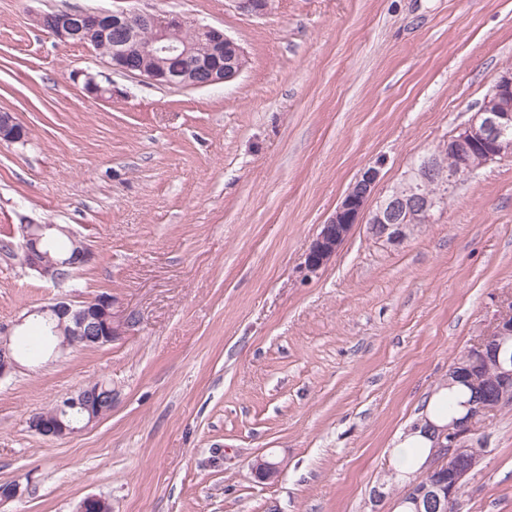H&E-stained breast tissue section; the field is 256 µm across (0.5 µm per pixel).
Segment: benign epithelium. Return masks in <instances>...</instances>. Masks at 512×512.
<instances>
[{"mask_svg": "<svg viewBox=\"0 0 512 512\" xmlns=\"http://www.w3.org/2000/svg\"><path fill=\"white\" fill-rule=\"evenodd\" d=\"M237 7L251 15L269 10L267 0H235ZM198 29L205 34V44L197 47L185 38V32ZM60 42L87 46L97 41L111 45L108 61L115 74L134 76L151 84L171 87L203 88L235 80L246 65V55L240 44L224 31L197 26L186 18L171 13L148 10L118 9L112 12H91L67 9L58 15L51 29ZM84 90L92 97L110 98L114 86L103 87L94 78L85 82ZM27 127L11 113H0V142L15 144L24 139ZM512 157V70L502 71L470 119L448 136L429 154L415 163L403 182L392 187L374 208L380 181L377 166L364 168L338 203L336 210L322 225L310 243L304 270L314 273L329 264L352 234L356 225L368 224L369 233L392 245L401 244L414 223H430L434 212L447 201V189L458 184L457 174L448 171V186L436 191L426 187L435 181L438 166L445 158L457 159L464 172L472 175L485 166ZM58 232L72 242L71 256L53 260L42 244L49 235ZM19 233L23 265L43 279L62 283L72 275V269L89 264L94 259L88 247L70 228L60 224H21ZM112 294L96 295L73 304L55 300L31 310L46 326L58 334L64 332L75 344L102 346L112 343L121 334L122 324L113 309ZM512 308L503 311L493 324L468 346L472 354L483 357L494 371L493 381L499 392L485 394V384L471 376L464 367L457 368L456 379L473 391V399L462 404V412L447 425H428L431 452L425 462L427 475L448 474V483L405 482L406 496L415 512H460L459 481L473 468L478 456L473 444L479 426L492 414L507 405L512 393ZM19 368V359L9 338L0 340V379ZM102 383L89 384L69 394L55 404L53 414L36 415L29 421L30 429L47 439H62L81 428L68 418L76 410L88 414L92 424L112 412V395L100 394ZM280 463L270 457L258 458L251 473L261 481L275 479Z\"/></svg>", "mask_w": 512, "mask_h": 512, "instance_id": "benign-epithelium-1", "label": "benign epithelium"}]
</instances>
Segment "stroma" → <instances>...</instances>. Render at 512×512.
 Returning <instances> with one entry per match:
<instances>
[{"mask_svg": "<svg viewBox=\"0 0 512 512\" xmlns=\"http://www.w3.org/2000/svg\"><path fill=\"white\" fill-rule=\"evenodd\" d=\"M148 9L223 28L229 83L113 74L37 22L62 9ZM512 68V0H0V241L71 227L94 253L58 286L0 251V327L110 293L134 319L111 344L50 348L0 380V512H395L373 491L448 367L512 303V158L457 186L398 246L358 225L323 269L305 251L364 167L380 190L471 116ZM94 77L110 99L87 95ZM112 411L65 439L29 418L95 382ZM464 512H512V408ZM281 464L258 482L257 457ZM27 127L18 121L11 113H0V142L15 144L24 139Z\"/></svg>", "mask_w": 512, "mask_h": 512, "instance_id": "stroma-1", "label": "stroma"}]
</instances>
